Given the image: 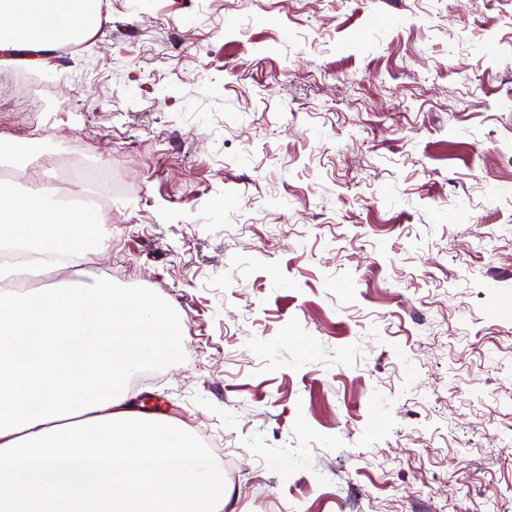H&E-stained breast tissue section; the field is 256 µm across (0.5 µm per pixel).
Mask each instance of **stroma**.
<instances>
[{
  "mask_svg": "<svg viewBox=\"0 0 512 512\" xmlns=\"http://www.w3.org/2000/svg\"><path fill=\"white\" fill-rule=\"evenodd\" d=\"M108 21L73 77L0 67L125 184L92 268L184 321L139 409L229 448L235 512H512V0Z\"/></svg>",
  "mask_w": 512,
  "mask_h": 512,
  "instance_id": "35a3bbf8",
  "label": "stroma"
}]
</instances>
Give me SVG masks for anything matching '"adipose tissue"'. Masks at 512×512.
<instances>
[{
	"label": "adipose tissue",
	"mask_w": 512,
	"mask_h": 512,
	"mask_svg": "<svg viewBox=\"0 0 512 512\" xmlns=\"http://www.w3.org/2000/svg\"><path fill=\"white\" fill-rule=\"evenodd\" d=\"M60 15L84 39L101 27L100 0H0V52L44 54L56 44L48 32ZM98 223L97 215L71 210L50 194L0 181V250L82 260L91 251L83 229Z\"/></svg>",
	"instance_id": "ef3b65f1"
}]
</instances>
